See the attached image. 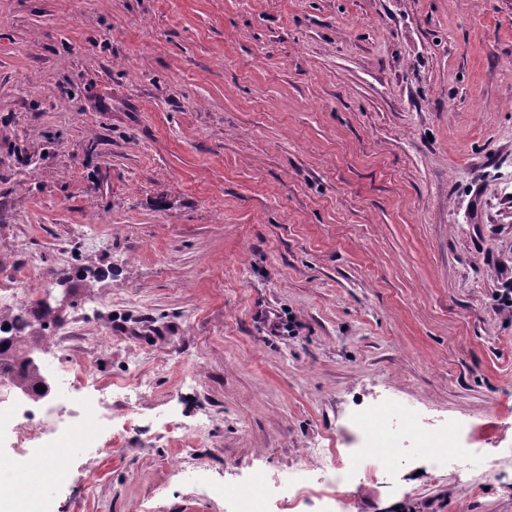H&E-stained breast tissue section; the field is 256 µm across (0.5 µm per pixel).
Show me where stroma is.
Instances as JSON below:
<instances>
[{"label":"stroma","mask_w":512,"mask_h":512,"mask_svg":"<svg viewBox=\"0 0 512 512\" xmlns=\"http://www.w3.org/2000/svg\"><path fill=\"white\" fill-rule=\"evenodd\" d=\"M22 263L94 386L137 388L135 431L72 453L44 512H235L224 485L304 512L277 484L382 398L492 465L512 0H0V274ZM404 458L351 512H512V469Z\"/></svg>","instance_id":"obj_1"}]
</instances>
